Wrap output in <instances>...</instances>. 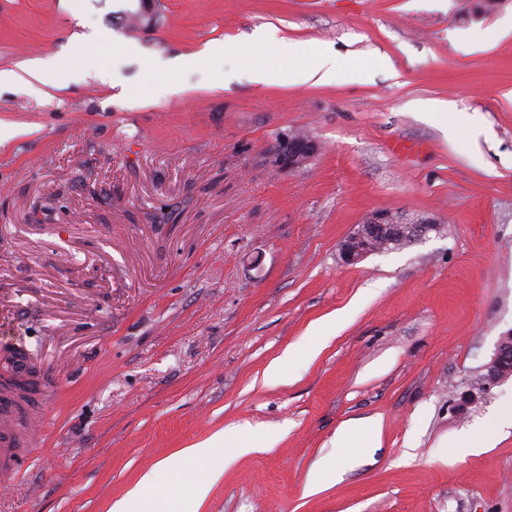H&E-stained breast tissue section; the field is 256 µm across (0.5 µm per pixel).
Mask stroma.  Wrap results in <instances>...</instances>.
I'll list each match as a JSON object with an SVG mask.
<instances>
[{"label": "stroma", "mask_w": 512, "mask_h": 512, "mask_svg": "<svg viewBox=\"0 0 512 512\" xmlns=\"http://www.w3.org/2000/svg\"><path fill=\"white\" fill-rule=\"evenodd\" d=\"M483 4L155 0L143 27L140 0H0V69L89 74L0 89L17 130L0 143V350L22 346L47 392L0 512H107L240 429L263 442L204 502L165 492L171 512H512V428L491 426L512 378L483 379L512 331V0ZM262 29L272 55L330 47L335 84L254 82L242 41ZM211 40L222 57L200 56ZM432 100L447 126L418 110ZM295 136L316 146L299 168ZM378 210L440 230L345 264ZM349 421L354 451L335 445ZM469 431L489 445L459 455ZM328 457L335 478L307 493Z\"/></svg>", "instance_id": "stroma-1"}]
</instances>
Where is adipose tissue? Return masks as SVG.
<instances>
[{
  "label": "adipose tissue",
  "mask_w": 512,
  "mask_h": 512,
  "mask_svg": "<svg viewBox=\"0 0 512 512\" xmlns=\"http://www.w3.org/2000/svg\"><path fill=\"white\" fill-rule=\"evenodd\" d=\"M314 53L315 64H306L307 53ZM54 60L45 59L20 66L18 69H0V87L20 82L27 84L54 81L56 87H67L70 74H57ZM336 77V58L328 48L301 42L288 45L287 55L272 63L261 61L256 68V82L267 85L278 82L288 85H329ZM251 444L242 435L217 432L210 438L183 449L163 460L144 476L126 496L114 512H165L163 506L147 497L146 492L157 485L165 484L174 489L191 487L197 500H204L211 488V479L217 477L221 465L250 452Z\"/></svg>",
  "instance_id": "ef3b65f1"
}]
</instances>
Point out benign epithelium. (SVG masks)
<instances>
[{"instance_id":"1","label":"benign epithelium","mask_w":512,"mask_h":512,"mask_svg":"<svg viewBox=\"0 0 512 512\" xmlns=\"http://www.w3.org/2000/svg\"><path fill=\"white\" fill-rule=\"evenodd\" d=\"M316 150V146L302 137L288 141V163L305 165ZM438 226L431 221L403 224L385 211L372 213L340 244V255L344 263L356 264L367 256L380 253L389 243L406 240L410 243L422 240ZM487 380L494 385L512 377V332L500 337L496 351L485 365Z\"/></svg>"}]
</instances>
